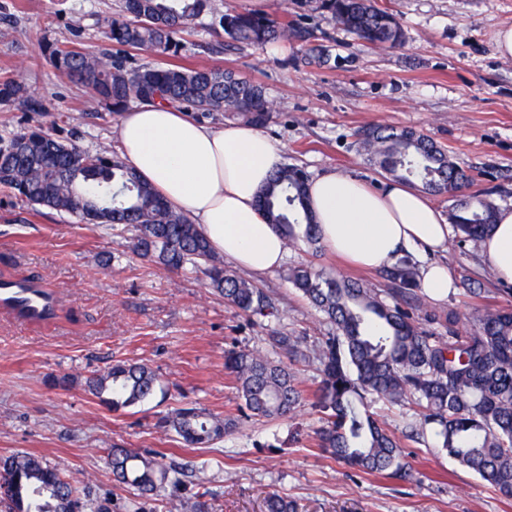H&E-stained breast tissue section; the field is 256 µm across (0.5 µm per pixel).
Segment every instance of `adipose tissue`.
<instances>
[{"label": "adipose tissue", "instance_id": "adipose-tissue-1", "mask_svg": "<svg viewBox=\"0 0 512 512\" xmlns=\"http://www.w3.org/2000/svg\"><path fill=\"white\" fill-rule=\"evenodd\" d=\"M115 135L123 161L187 213L214 251L256 276L282 265L285 241L256 199L283 153L257 127H211L181 108L143 104L122 113ZM308 195L328 252L375 270L417 254L419 287L432 300L447 297L453 280L442 256L452 228L428 197L396 181L374 189L334 170L309 179ZM480 253L498 281L512 284V209L498 211Z\"/></svg>", "mask_w": 512, "mask_h": 512}]
</instances>
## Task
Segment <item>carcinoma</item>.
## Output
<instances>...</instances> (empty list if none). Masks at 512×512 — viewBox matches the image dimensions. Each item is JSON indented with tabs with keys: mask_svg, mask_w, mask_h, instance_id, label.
I'll return each mask as SVG.
<instances>
[{
	"mask_svg": "<svg viewBox=\"0 0 512 512\" xmlns=\"http://www.w3.org/2000/svg\"><path fill=\"white\" fill-rule=\"evenodd\" d=\"M332 21L372 47H395L405 39L396 16L376 0H322ZM224 38L263 47L305 42L298 24L267 14L214 13L211 0H122L121 14L98 19L113 43L156 55L177 53L176 36L205 16ZM49 60L66 78L85 87L110 112L132 103L176 105L187 111L230 112L262 127L270 118L263 87L222 67L188 69L142 64L117 56L52 48ZM0 102L26 112L47 111V99L21 78L0 80ZM370 160L401 180L418 181L435 195L457 198L449 213L458 243L480 242L495 226L497 208L480 194L463 193L473 177L448 151L412 129L373 126L358 131ZM305 171L287 164L259 196V208L290 244L318 251L320 234L309 207ZM0 186L21 201L76 216L83 224L124 225L134 230L131 250L167 268L202 269L214 291L248 315L269 317V296L224 268L198 225L172 208L110 150L90 155L73 141L41 127L0 135ZM392 285L383 297L371 288L332 277L311 264L288 269V280L331 325L314 355L321 379L311 393L320 414L314 444L329 458L366 474L406 479L410 466L396 435L370 414L371 399L391 405L410 401L423 409L420 429L431 426L438 447L512 499V305L485 309L466 327L457 309L429 317L443 331L427 329L415 316L418 267L408 255L381 271ZM273 343L290 354L304 340L279 334ZM242 408L249 417L287 418L303 400L295 373L247 349L224 354ZM85 390L113 411L151 399L159 388L147 365L118 360L104 374L86 378ZM237 417L214 415L186 404L161 417L158 428L187 448H206L235 431ZM115 485L134 491L133 512H157L164 501L177 512H208L205 494L187 492L184 471L114 443L107 449ZM0 501L8 512H112L111 499L81 490L76 480L41 458L17 453L0 460ZM264 512H297L294 501L272 493Z\"/></svg>",
	"mask_w": 512,
	"mask_h": 512,
	"instance_id": "obj_1",
	"label": "carcinoma"
}]
</instances>
